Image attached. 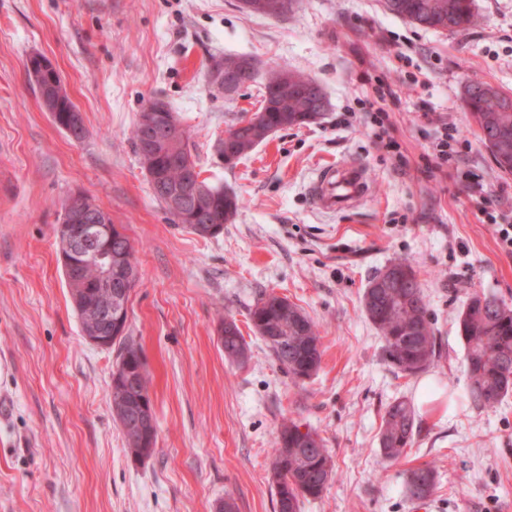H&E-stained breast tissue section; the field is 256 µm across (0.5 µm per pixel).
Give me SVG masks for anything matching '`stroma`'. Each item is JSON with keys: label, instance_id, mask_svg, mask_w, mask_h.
<instances>
[{"label": "stroma", "instance_id": "stroma-1", "mask_svg": "<svg viewBox=\"0 0 512 512\" xmlns=\"http://www.w3.org/2000/svg\"><path fill=\"white\" fill-rule=\"evenodd\" d=\"M463 31L425 29L382 0H299L282 17L240 0H0V512H275L272 441L282 420L315 429L336 474L302 512H512V394L466 401L457 318L469 294L512 307V256L493 231L512 217V174L500 172L463 103L467 85L512 92V0H474ZM48 59L84 117L74 141L43 109L27 64ZM259 62L233 97L211 61ZM315 79L329 107L316 123L274 132L235 165L218 141L261 105L271 71ZM394 94L379 98V85ZM160 100L178 113L201 176L236 194L224 232L173 223L150 189L132 130ZM389 115L372 123L375 111ZM457 128L460 161L434 168L439 122ZM393 141L398 151L379 148ZM361 164L357 206L325 214L308 185L317 162ZM92 198L122 225L137 281L128 323L150 374L157 437L133 460L110 403L116 352L88 343L56 246L61 203ZM406 260L419 272L441 358L394 373L361 298L369 279ZM287 297L317 324V375L295 385L255 335L249 308ZM249 346L228 361L224 318ZM411 399L416 442L384 461L386 406ZM433 464L424 502L405 472Z\"/></svg>", "mask_w": 512, "mask_h": 512}]
</instances>
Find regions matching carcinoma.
Here are the masks:
<instances>
[{"label":"carcinoma","instance_id":"1","mask_svg":"<svg viewBox=\"0 0 512 512\" xmlns=\"http://www.w3.org/2000/svg\"><path fill=\"white\" fill-rule=\"evenodd\" d=\"M391 14L428 29H438L442 20L448 30L457 31L474 23V0H384ZM311 78L293 72L288 76L273 73L264 88L266 122L258 127L237 130L234 153L241 158L264 140L262 131L271 126L280 129L300 127L317 120L305 111L300 98L288 93V87L306 84ZM59 118L70 116L74 107L63 84L54 90ZM464 102L478 130L503 139V146L490 141L486 147L494 155L497 167L512 173V94L491 84L480 89H466ZM136 152L147 171H167L172 190L187 188L198 162L181 140L170 153L159 156L148 150L141 137V125L133 131ZM211 198L201 203L188 196L182 218L173 223L189 227L195 224L230 223L239 210L238 197L222 187L210 186ZM398 268V287L388 296L375 297L382 272L368 282L362 296L366 318L381 333L386 360L403 376H414L434 365L440 356L438 338L429 317L426 296L418 272L408 262L391 263ZM254 332L270 348L281 369L294 384L312 378L322 362L319 331L301 308L286 297L263 292L249 309ZM457 329L465 349L468 378L467 400L475 409L500 403L512 392V308L493 294L474 292L461 312ZM224 356L238 364L248 359V347L236 323L224 327ZM418 433L416 412L410 401L397 398L382 416L379 445L384 458L397 462L407 456ZM274 475L276 512H301L303 501L317 498L334 474V462L325 440L314 430L283 421L274 438ZM437 471L424 464L405 472L409 498H428L436 487Z\"/></svg>","mask_w":512,"mask_h":512}]
</instances>
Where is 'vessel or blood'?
I'll list each match as a JSON object with an SVG mask.
<instances>
[{"instance_id": "1", "label": "vessel or blood", "mask_w": 512, "mask_h": 512, "mask_svg": "<svg viewBox=\"0 0 512 512\" xmlns=\"http://www.w3.org/2000/svg\"><path fill=\"white\" fill-rule=\"evenodd\" d=\"M368 195L364 172L356 165H322L310 186L313 207L326 214L345 209Z\"/></svg>"}]
</instances>
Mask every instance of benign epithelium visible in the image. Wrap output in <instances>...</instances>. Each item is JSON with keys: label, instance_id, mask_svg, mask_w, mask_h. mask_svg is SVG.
<instances>
[{"label": "benign epithelium", "instance_id": "obj_1", "mask_svg": "<svg viewBox=\"0 0 512 512\" xmlns=\"http://www.w3.org/2000/svg\"><path fill=\"white\" fill-rule=\"evenodd\" d=\"M209 71L211 82L226 96L235 94L242 86V72L220 60L212 62ZM30 75L42 89L41 102L45 111H57L55 99L47 95L48 88L57 86L56 68L40 57L38 63L30 65ZM298 93L306 99L307 111H323V91L316 84L301 85ZM143 111L142 137L148 146L168 149L184 136L182 122L176 113L156 102L147 104ZM55 234L67 245V252L61 253L67 282L79 284L83 282L82 274L86 269L96 270L93 288L80 289L82 294L94 296L92 300H82L79 305L82 333L92 345L108 349L112 341L124 334L127 318L118 304L125 300L137 278L136 270L131 267L112 269V257L122 258L130 250L131 242L123 236H115L108 214L86 209L77 193L63 211ZM133 350L139 365L134 372L123 366L115 373L111 381V407L124 434L138 443L145 456L155 445V409L150 393L135 387L137 377L145 374L146 363L138 346H133Z\"/></svg>", "mask_w": 512, "mask_h": 512}]
</instances>
